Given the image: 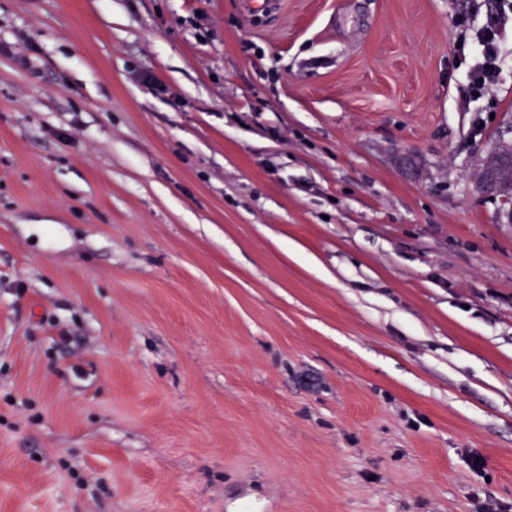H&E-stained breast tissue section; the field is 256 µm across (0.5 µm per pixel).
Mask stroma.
Returning <instances> with one entry per match:
<instances>
[{"label": "stroma", "mask_w": 512, "mask_h": 512, "mask_svg": "<svg viewBox=\"0 0 512 512\" xmlns=\"http://www.w3.org/2000/svg\"><path fill=\"white\" fill-rule=\"evenodd\" d=\"M277 2L0 0V512L512 504V0ZM501 30L500 21L491 17L481 27L472 29L468 35L476 61L468 69L467 78L470 90L475 95L482 94L497 81L500 73ZM482 186L485 191L502 196L512 194V144L503 143L484 161Z\"/></svg>", "instance_id": "1"}]
</instances>
